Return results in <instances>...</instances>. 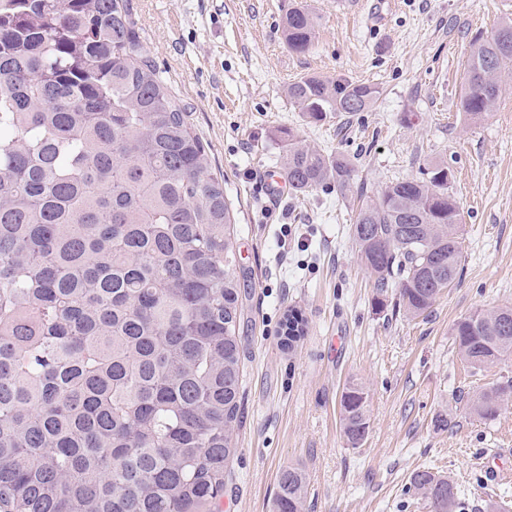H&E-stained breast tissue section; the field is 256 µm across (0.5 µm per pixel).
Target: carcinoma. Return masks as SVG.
<instances>
[{"instance_id":"carcinoma-1","label":"carcinoma","mask_w":512,"mask_h":512,"mask_svg":"<svg viewBox=\"0 0 512 512\" xmlns=\"http://www.w3.org/2000/svg\"><path fill=\"white\" fill-rule=\"evenodd\" d=\"M316 17L288 10L285 43L312 46ZM461 110L496 109L512 68V18L472 43ZM306 121L368 111L377 87L302 76L286 88ZM144 49L120 0H0V512H214L235 451L240 367L237 255L224 181ZM283 175L304 193L355 177L341 153L288 136ZM453 174L430 164L370 195L351 227L377 307L428 311L462 273ZM475 370L512 354V305L457 321ZM512 379L469 403L492 420ZM340 425L370 430L369 394L349 384ZM290 465L272 512H304ZM432 512L460 507L454 482L417 470Z\"/></svg>"}]
</instances>
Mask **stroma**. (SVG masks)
<instances>
[{
  "mask_svg": "<svg viewBox=\"0 0 512 512\" xmlns=\"http://www.w3.org/2000/svg\"><path fill=\"white\" fill-rule=\"evenodd\" d=\"M141 41L224 181L234 219L242 316V422L224 470L221 512H271L282 467L308 476L305 512H430L410 474L452 476L461 512H512V405L480 419L468 401L512 376V359L466 368L454 326L476 309L512 304V75L496 112L460 110L470 45L512 17V0H126ZM303 4L313 46H286L282 21ZM305 75L375 85L366 112L308 123L285 88ZM346 155L376 192L434 161L454 174L463 271L417 318L376 311L374 279L350 238L356 191L273 200L285 131ZM301 336L286 343L289 312ZM370 397V431L350 447L340 427L349 382Z\"/></svg>",
  "mask_w": 512,
  "mask_h": 512,
  "instance_id": "obj_1",
  "label": "stroma"
}]
</instances>
